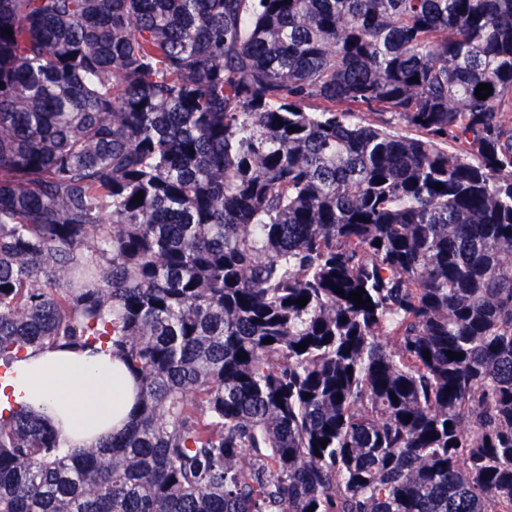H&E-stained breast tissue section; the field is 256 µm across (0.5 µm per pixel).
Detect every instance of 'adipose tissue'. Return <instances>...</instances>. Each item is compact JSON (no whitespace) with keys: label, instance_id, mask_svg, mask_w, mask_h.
<instances>
[{"label":"adipose tissue","instance_id":"ef3b65f1","mask_svg":"<svg viewBox=\"0 0 512 512\" xmlns=\"http://www.w3.org/2000/svg\"><path fill=\"white\" fill-rule=\"evenodd\" d=\"M14 370L13 378L0 384V400L10 396L33 407L70 447L109 439L131 419L135 383L111 353L31 350Z\"/></svg>","mask_w":512,"mask_h":512}]
</instances>
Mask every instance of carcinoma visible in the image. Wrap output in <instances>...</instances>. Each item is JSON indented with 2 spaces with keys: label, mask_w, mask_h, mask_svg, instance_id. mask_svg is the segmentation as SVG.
I'll list each match as a JSON object with an SVG mask.
<instances>
[{
  "label": "carcinoma",
  "mask_w": 512,
  "mask_h": 512,
  "mask_svg": "<svg viewBox=\"0 0 512 512\" xmlns=\"http://www.w3.org/2000/svg\"><path fill=\"white\" fill-rule=\"evenodd\" d=\"M511 112L512 0H0V367L139 387L0 512H512Z\"/></svg>",
  "instance_id": "carcinoma-1"
}]
</instances>
